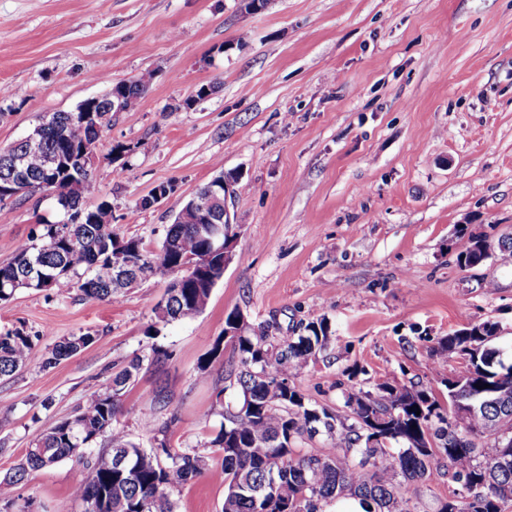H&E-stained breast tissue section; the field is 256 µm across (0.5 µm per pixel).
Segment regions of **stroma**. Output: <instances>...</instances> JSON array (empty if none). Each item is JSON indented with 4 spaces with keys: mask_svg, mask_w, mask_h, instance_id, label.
<instances>
[{
    "mask_svg": "<svg viewBox=\"0 0 512 512\" xmlns=\"http://www.w3.org/2000/svg\"><path fill=\"white\" fill-rule=\"evenodd\" d=\"M144 76L136 107L102 133L84 204L109 202L117 233L156 246L200 186L232 174V260L205 310L153 339L157 279L110 301L21 289L0 305V331L24 330L38 354L94 338L0 378V479L136 356L118 427L150 448L140 419L153 416L172 450L219 467L210 441L237 392L212 347L235 309L279 336L328 318L329 343L296 383L332 411L351 366L366 391L384 380L445 395L464 367L437 348L463 326L499 322L496 345L512 347V266L456 261L463 234L512 233V0H269L257 13L239 0H0V148ZM57 218L39 191L1 205L0 264ZM155 344L168 360L153 362ZM160 387L172 403L157 413ZM79 474L69 460L28 471L7 512H82ZM170 497L176 512H221L224 487L205 473ZM94 338L90 334L80 336H71L63 341L58 342L51 351L47 352L43 358L44 366H52L58 364L61 360L67 359L80 349L87 347L93 343Z\"/></svg>",
    "mask_w": 512,
    "mask_h": 512,
    "instance_id": "35a3bbf8",
    "label": "stroma"
}]
</instances>
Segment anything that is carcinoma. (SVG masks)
<instances>
[{
  "instance_id": "obj_1",
  "label": "carcinoma",
  "mask_w": 512,
  "mask_h": 512,
  "mask_svg": "<svg viewBox=\"0 0 512 512\" xmlns=\"http://www.w3.org/2000/svg\"><path fill=\"white\" fill-rule=\"evenodd\" d=\"M145 76L125 88L131 110L147 90ZM43 151L27 152L15 143L0 149V185L11 176V157L25 155V171L33 190L56 192L59 219L40 222L21 241L13 259L0 266V304L11 300L15 284L49 293L76 288L91 299L116 297L112 288V256L121 253L133 267L148 266L152 276L170 279L166 298L154 308L146 335L199 315L213 287L224 276L223 257L215 253L216 229L207 224H171L161 245L153 248L137 237H121L111 223L108 202L94 209L79 204L91 173L77 159L96 148L99 134L77 112H55L42 129ZM60 152L66 163L44 172V153ZM241 311L225 320L228 338H219L210 355L230 343L224 380L237 387L239 399L226 405L211 446L222 456L211 476L224 485L221 512H326L341 498H357L364 512H413L401 485L422 482L441 462L458 485L455 499L439 503L437 512H504L512 503V364L492 359L490 320L454 330L437 352L468 356L461 380L446 381L448 404L471 403L465 426L453 419L433 394L420 385L397 387L377 382L371 391L345 392L343 409L331 411L311 401L296 378L329 340L326 318L299 327V334L279 338L272 325L254 327L241 321ZM94 342L90 334L58 342L43 358L52 366ZM37 354L32 336L21 329L0 333V377H10ZM142 359L135 358L105 386L90 394L72 419L41 432L15 467L0 481V503H12V488L27 469L45 462L75 460L88 469L73 485L83 512H175L169 491L182 487L207 469L204 457L172 450L167 430L156 431L155 446L142 448L117 427L122 398L133 385ZM107 436L93 451L91 442ZM325 438L322 448L304 444Z\"/></svg>"
}]
</instances>
